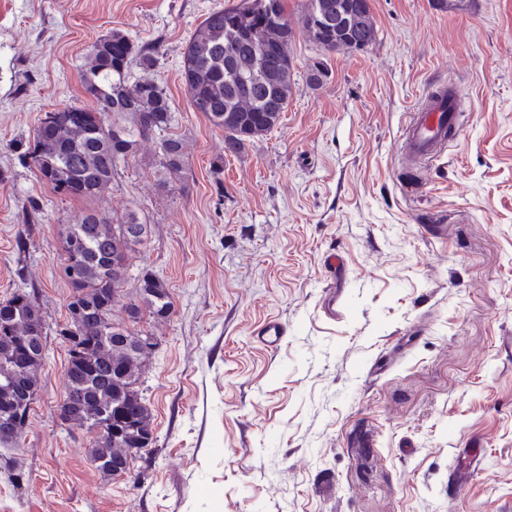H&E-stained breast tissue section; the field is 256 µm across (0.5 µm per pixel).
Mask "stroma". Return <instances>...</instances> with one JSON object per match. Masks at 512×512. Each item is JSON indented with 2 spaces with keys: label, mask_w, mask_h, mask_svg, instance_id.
<instances>
[{
  "label": "stroma",
  "mask_w": 512,
  "mask_h": 512,
  "mask_svg": "<svg viewBox=\"0 0 512 512\" xmlns=\"http://www.w3.org/2000/svg\"><path fill=\"white\" fill-rule=\"evenodd\" d=\"M233 0H0V300L47 324L39 396L0 446V512H512V0H370L375 41L322 54L297 33L296 87L238 155L195 112L183 53ZM155 47L183 139L178 178L143 141L96 202L137 212L142 271L170 292L140 389L155 440L101 476L62 424L69 290L57 201L25 156L47 111L89 103L79 68L112 29ZM329 74L307 86L310 66ZM457 85L456 138L426 166L399 142L420 98ZM286 328L275 348L257 332ZM461 448L481 465L456 486Z\"/></svg>",
  "instance_id": "obj_1"
}]
</instances>
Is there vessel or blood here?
I'll return each instance as SVG.
<instances>
[{"mask_svg":"<svg viewBox=\"0 0 512 512\" xmlns=\"http://www.w3.org/2000/svg\"><path fill=\"white\" fill-rule=\"evenodd\" d=\"M459 97V90L453 85L425 94L403 132L402 149L407 161L436 156L446 147L449 131L457 127Z\"/></svg>","mask_w":512,"mask_h":512,"instance_id":"1","label":"vessel or blood"}]
</instances>
